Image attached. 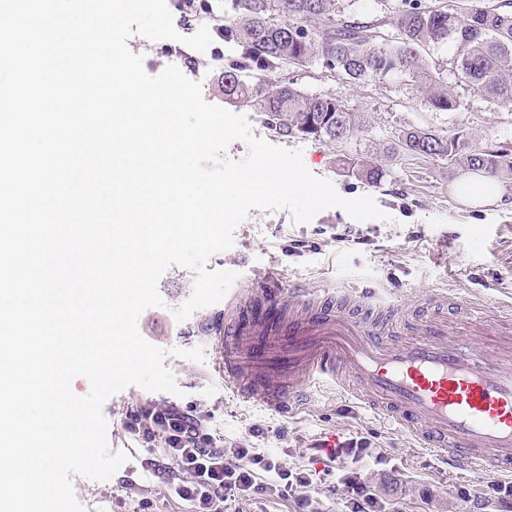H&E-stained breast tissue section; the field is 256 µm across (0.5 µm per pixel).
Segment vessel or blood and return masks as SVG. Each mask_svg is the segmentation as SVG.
Listing matches in <instances>:
<instances>
[{
	"mask_svg": "<svg viewBox=\"0 0 512 512\" xmlns=\"http://www.w3.org/2000/svg\"><path fill=\"white\" fill-rule=\"evenodd\" d=\"M448 300L435 296L438 316L410 317L365 296L356 316L341 296L271 291L268 316L228 317L216 330L224 385L285 414L309 387L331 382L450 468L478 481L512 476V305L491 319L468 301L452 324ZM489 331L505 344L471 350Z\"/></svg>",
	"mask_w": 512,
	"mask_h": 512,
	"instance_id": "vessel-or-blood-1",
	"label": "vessel or blood"
}]
</instances>
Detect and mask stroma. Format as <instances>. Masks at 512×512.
<instances>
[{"instance_id": "obj_1", "label": "stroma", "mask_w": 512, "mask_h": 512, "mask_svg": "<svg viewBox=\"0 0 512 512\" xmlns=\"http://www.w3.org/2000/svg\"><path fill=\"white\" fill-rule=\"evenodd\" d=\"M128 45L143 55L148 74H159L170 65L179 67L188 78L202 81L207 102L227 105L230 112L246 116L255 136L302 149L308 170L331 181L340 196H372L387 215L383 221H357L342 209L330 208L310 222L295 224L285 211L251 210L235 230L233 247L213 254L207 262L211 270L238 272L232 292L258 297L268 288H301L317 294L329 289L408 301L445 291L481 302L491 311L512 303V180L503 183V202L473 209L456 192L463 176L459 166L444 158L412 155L398 142L401 130L407 128H429L446 135L463 129L482 149L512 153V103L461 85L452 46L429 49L423 58L430 70L439 73L444 88L457 95L460 107L455 112L427 109L414 86L399 78L352 84L322 67L289 65L275 72V79L292 82L305 92L342 99L354 113L361 132L329 144L282 137L251 107L225 104L217 78L227 60L239 54L235 45L212 43L198 53L193 65L180 58L174 40L151 41L135 35ZM343 156L371 158L387 175L377 186L345 177L337 165ZM294 241L302 247L292 252L288 246ZM194 280L193 271L170 267L158 283L165 305L146 310L139 331L163 349H202L205 360L166 358L178 394L129 387L107 400L108 441L127 460L105 481L74 477L75 495L86 512H113L119 498L125 512H138L145 497L152 500L153 512H187L170 495L165 478L142 468L146 452L122 426L127 409L145 402L192 407L207 416L225 444L241 442L283 466L311 470L321 512H344L319 449L330 433L336 436L337 466L365 475L400 512H476L484 506L485 483L450 472L435 457L419 451L407 432L388 430L331 385L313 388L307 401L287 416L237 400L215 367V344L207 331L208 324L223 323L224 303L199 309L182 322L171 313L190 298Z\"/></svg>"}]
</instances>
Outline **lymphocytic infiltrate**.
Wrapping results in <instances>:
<instances>
[{
  "label": "lymphocytic infiltrate",
  "instance_id": "lymphocytic-infiltrate-1",
  "mask_svg": "<svg viewBox=\"0 0 512 512\" xmlns=\"http://www.w3.org/2000/svg\"><path fill=\"white\" fill-rule=\"evenodd\" d=\"M123 427L146 449L162 441L161 459L150 458L146 464L186 474V481L173 484L171 491L190 512H224L225 502L235 495L290 498L298 512H319L307 493L312 484L309 473L283 468L252 448L223 446L207 418L192 408L173 404L162 409L143 403L126 412ZM336 489L346 496L350 512H395L361 473L338 470Z\"/></svg>",
  "mask_w": 512,
  "mask_h": 512
}]
</instances>
